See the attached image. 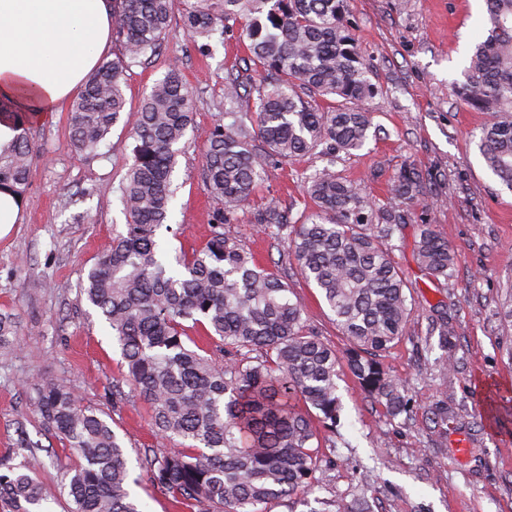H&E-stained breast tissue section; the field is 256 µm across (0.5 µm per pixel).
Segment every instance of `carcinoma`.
I'll return each instance as SVG.
<instances>
[{"label": "carcinoma", "mask_w": 512, "mask_h": 512, "mask_svg": "<svg viewBox=\"0 0 512 512\" xmlns=\"http://www.w3.org/2000/svg\"><path fill=\"white\" fill-rule=\"evenodd\" d=\"M113 35L121 52L88 79L68 117L74 148L95 155L125 112L126 72L155 53L176 0H113ZM486 35L476 42L457 83L458 96L488 114L474 135L486 166L512 190V0H486ZM347 0H196L183 27L209 52L216 31L244 22V73L224 89V117L209 140L203 181L224 203L208 224L203 248L177 261L163 257L158 231L168 225L172 177L193 122L179 71L167 70L134 113L135 146L122 202L125 230L81 278L80 293L112 331L133 389L148 405L151 427L183 450L149 459L151 480L190 512H267L268 505L312 489L320 431H336L338 367L346 365L391 415L406 410L401 382L378 357L403 336L414 315L406 280L388 245L425 200L419 171L404 164L390 177L400 205H377L357 181L335 170L336 157L358 150L372 128L365 104L377 86L351 33ZM256 89L253 107L239 101ZM329 100L321 107L317 99ZM21 133L0 151V186L27 185L34 146L28 113H9ZM316 153L327 165L305 178L308 211L270 199L254 223L286 238L308 285L316 288L349 341L341 356L303 320L284 276L259 264L224 225L237 220L273 160ZM414 255L425 276L447 279L455 251L422 224ZM439 344L457 337L439 312ZM203 327L211 348L189 336ZM18 325L0 312V350ZM35 408L80 461L64 476L70 512H146L131 489L123 438L109 417L72 387L44 380ZM0 473V512H51L39 479L44 468L28 443Z\"/></svg>", "instance_id": "obj_1"}]
</instances>
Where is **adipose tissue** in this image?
<instances>
[{
  "label": "adipose tissue",
  "instance_id": "adipose-tissue-1",
  "mask_svg": "<svg viewBox=\"0 0 512 512\" xmlns=\"http://www.w3.org/2000/svg\"><path fill=\"white\" fill-rule=\"evenodd\" d=\"M112 46V0H0V110L57 111Z\"/></svg>",
  "mask_w": 512,
  "mask_h": 512
}]
</instances>
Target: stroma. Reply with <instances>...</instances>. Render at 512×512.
<instances>
[{
  "instance_id": "35a3bbf8",
  "label": "stroma",
  "mask_w": 512,
  "mask_h": 512,
  "mask_svg": "<svg viewBox=\"0 0 512 512\" xmlns=\"http://www.w3.org/2000/svg\"><path fill=\"white\" fill-rule=\"evenodd\" d=\"M194 2L178 0L158 52L133 65L124 86L130 112L173 66L192 93L194 121L173 175L169 218L180 231L159 234L172 257L202 248L223 207L202 178L205 151L224 118V79L246 53L233 30L201 55L182 25ZM486 18L485 0H350L357 47L379 89L367 104L376 130L361 149L340 155L335 170L361 180L363 195L379 204L390 201L388 181L401 164H413L427 183L425 203L392 241L417 314L380 358L404 385L408 408L390 416L341 371L340 421L322 450L314 503L283 500L269 512H337L360 499L372 512H512V424L492 425L483 413L488 405L512 407V321L501 312L512 303V191L486 169L471 138L486 113L466 106L454 87ZM68 115L64 109L30 123L37 154L18 222L0 237V309L14 313L20 326L17 348L0 355V464L28 439L45 462L40 478L53 512H69L61 484L75 457L34 405L38 384L56 379L111 417L138 480L132 491L147 512H184L140 464L178 447L152 433L118 346L79 290L84 273L125 228L120 186L135 144L132 126L118 122L97 154L85 157L70 144ZM323 165L315 155L270 163L257 195L302 213L304 180ZM422 224L434 225L455 250L450 279H429L418 268L413 243ZM225 231L266 267L288 269L307 325L326 344L347 348L317 290L294 271L287 240L263 234L247 210ZM35 280L47 288L32 291ZM435 308L458 329L453 347L429 341ZM441 401L448 419L436 423L431 409Z\"/></svg>"
}]
</instances>
